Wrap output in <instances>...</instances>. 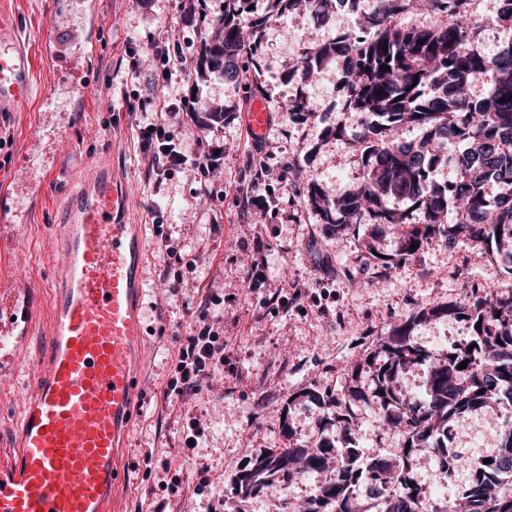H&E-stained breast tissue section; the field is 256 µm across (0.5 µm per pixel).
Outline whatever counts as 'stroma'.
I'll use <instances>...</instances> for the list:
<instances>
[{
	"label": "stroma",
	"instance_id": "1",
	"mask_svg": "<svg viewBox=\"0 0 512 512\" xmlns=\"http://www.w3.org/2000/svg\"><path fill=\"white\" fill-rule=\"evenodd\" d=\"M57 3L0 0V10L9 12L26 34L35 61L31 110L0 118V137L9 140L0 149V217L11 213L10 175L26 160L33 137L60 145L63 161L52 195L34 200L27 223L15 229L22 266L0 260V277L52 278L48 238L64 217L66 189L85 176L89 161L109 160L131 191L129 221L142 227L148 288L149 348L142 370L147 400L128 442L131 473L120 492L122 512H140L141 503L150 499L165 501L166 512H293L316 497L319 475L274 483L255 498L237 491L235 477L272 450L290 442L307 444L322 431L335 446L356 448L363 461L400 447L402 429L382 425L372 400L375 379L367 355L379 351L381 336L421 308L467 302L483 290L512 284V274L496 252L462 243L436 242L415 258L401 260V228L395 224L376 232L353 224L333 236L302 196L300 188L308 181L339 195L361 179L357 154L326 131L330 125L352 130L362 122L359 113L342 108L343 72L330 65L304 83L293 75L307 49L337 30H353L356 13H336L322 27L307 12L286 15L263 29L257 62L240 58L238 78L226 79L199 68L201 33L223 13L224 0H74V21L96 22V50L87 63L95 92L87 99L78 88L67 87L66 62L46 60L43 54ZM158 41L186 58L188 86L200 102L224 110L222 121L209 132L224 144L223 170L204 187L179 173L157 192L145 177L140 116L128 112L123 98L131 96L151 109L156 98L151 46ZM53 94L60 111L74 112L71 123H42L40 113ZM258 94L267 101L272 120L256 141L246 115ZM296 95L308 100L313 118L281 110V102ZM291 156L300 165L295 175L284 166ZM249 193L266 196L269 206H247ZM157 203L164 209L163 229L181 246L180 255L158 248L149 212ZM258 240L266 245L260 253L254 250ZM189 259L197 266L192 274L183 266ZM255 261L263 263L266 273L258 288L245 278ZM279 290L288 295L284 311L270 302ZM206 291L223 301L226 362L198 395L187 400L166 396L173 356ZM413 336L430 356L399 376L407 402L415 404L425 395L431 364L464 346L472 330L468 321L451 317L422 322ZM353 385L362 396L352 405L347 432L324 429L322 409L300 397L307 388L337 394ZM191 415L201 418L207 431L188 453L183 425ZM504 418L491 410L454 418L449 451L482 458L484 438H497ZM175 468L191 483L207 470L205 494L190 497L167 490ZM412 477L423 494L451 500L460 499L471 481L466 470L437 477L428 451L417 457Z\"/></svg>",
	"mask_w": 512,
	"mask_h": 512
}]
</instances>
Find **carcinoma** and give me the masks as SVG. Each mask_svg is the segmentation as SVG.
Here are the masks:
<instances>
[{
    "label": "carcinoma",
    "instance_id": "cac0c4a2",
    "mask_svg": "<svg viewBox=\"0 0 512 512\" xmlns=\"http://www.w3.org/2000/svg\"><path fill=\"white\" fill-rule=\"evenodd\" d=\"M246 2L226 0L224 15L203 37L201 71L222 72L231 57L255 56L259 29L300 8L319 25L335 7L346 6L363 19L342 42L318 43L306 51L294 72L306 81L336 56L353 55L341 94L348 109L363 114V122L352 132L336 126L327 133L345 138L361 153V180L336 198L315 182L302 187L329 230L403 224V260L436 239L494 246L512 274V43L495 55L478 48L483 22L472 13L473 0H269L268 12L249 22L241 19ZM422 2L440 17L438 24L402 26L400 15ZM488 72L495 75L492 90L474 94L473 83ZM380 90L384 94L376 95ZM409 125L425 130L417 145L398 138ZM448 143L461 146L459 153L448 155L443 148ZM441 166L453 169L444 183L432 179ZM393 197L409 200L421 215L419 222L392 209ZM413 244L417 249H411ZM460 314L472 321L477 347L446 354L429 370L425 403H405L398 375L406 365L426 359L413 340L415 324ZM384 354L386 360L376 364L373 397L382 422L405 429L395 456H377L358 467L356 449L337 448L322 435L309 446L279 448L260 459L236 478L239 491L254 497L279 476L324 473L319 496L302 512H362L356 493L365 482L379 487L380 512H457L453 504L426 500L411 472L428 443L448 436L455 416L512 408V292L487 291L465 304L423 308L389 331ZM463 361L467 366L461 369ZM300 396L324 405L325 425L346 430L353 420L350 401L359 393L350 389L337 397L308 390ZM488 459L477 464L474 485L463 498L467 512H512L511 420H505Z\"/></svg>",
    "mask_w": 512,
    "mask_h": 512
}]
</instances>
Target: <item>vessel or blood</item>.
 <instances>
[{"label":"vessel or blood","mask_w":512,"mask_h":512,"mask_svg":"<svg viewBox=\"0 0 512 512\" xmlns=\"http://www.w3.org/2000/svg\"><path fill=\"white\" fill-rule=\"evenodd\" d=\"M32 99V55L12 16L0 13V112L29 111ZM60 165V150L38 151L28 166L32 197L52 190ZM70 197L50 288L23 296L0 284V383L27 359L42 297L52 306L48 346L30 361L34 378L13 441L0 446V512H107L129 469L147 344L141 227L128 223V194L100 165Z\"/></svg>","instance_id":"vessel-or-blood-1"}]
</instances>
